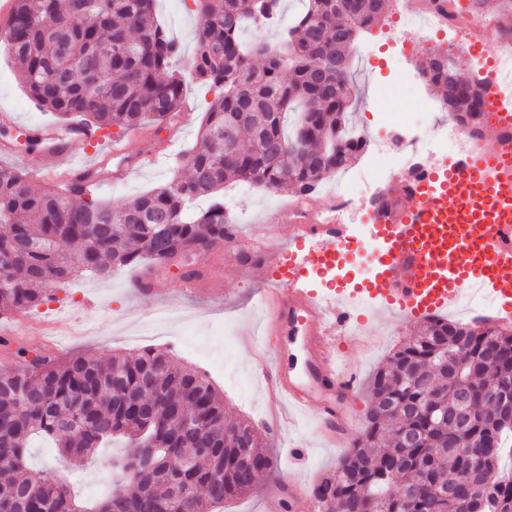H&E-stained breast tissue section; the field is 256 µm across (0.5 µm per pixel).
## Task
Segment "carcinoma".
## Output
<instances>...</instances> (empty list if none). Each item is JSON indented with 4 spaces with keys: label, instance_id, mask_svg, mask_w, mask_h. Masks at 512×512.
<instances>
[{
    "label": "carcinoma",
    "instance_id": "cac0c4a2",
    "mask_svg": "<svg viewBox=\"0 0 512 512\" xmlns=\"http://www.w3.org/2000/svg\"><path fill=\"white\" fill-rule=\"evenodd\" d=\"M191 80L214 94L200 144L166 183L121 204L69 184L37 185L0 165V306L26 310L85 273L108 277L144 256L153 271L230 237L219 192L248 183L305 201L322 178L346 167L367 141L348 126L355 100L349 63L359 34L382 17L372 0L352 15L339 0H305L279 44L247 48L248 20L270 25L281 0H194ZM332 49L344 66L318 65ZM0 53L16 61L29 94L46 109L101 130L159 126L181 108L186 82L173 70L179 44L157 23L154 0H15ZM436 53L420 75L445 110L479 123L486 87L447 93ZM244 112L224 144V114ZM208 200L207 208L192 205ZM72 248L66 254L61 245ZM0 370V512H219L274 468L246 420L228 422L206 374L149 348L57 359L47 353ZM367 423L336 470L313 489L318 512H512V476L499 475L512 443V330L432 316L370 381ZM54 441L85 462L116 437L115 488L88 507L70 483L27 466L30 439ZM199 448L189 468L173 462Z\"/></svg>",
    "mask_w": 512,
    "mask_h": 512
}]
</instances>
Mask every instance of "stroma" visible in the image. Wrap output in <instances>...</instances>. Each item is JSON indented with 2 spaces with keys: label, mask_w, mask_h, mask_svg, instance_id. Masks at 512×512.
<instances>
[{
  "label": "stroma",
  "mask_w": 512,
  "mask_h": 512,
  "mask_svg": "<svg viewBox=\"0 0 512 512\" xmlns=\"http://www.w3.org/2000/svg\"><path fill=\"white\" fill-rule=\"evenodd\" d=\"M156 12L164 29L181 47V54L175 61L176 70L189 73L195 49L193 33L198 24L193 0H156ZM399 24L392 13H385L376 25L361 35L354 51L352 79L358 99L350 116L353 126L370 140L389 135L393 116L425 111L427 102L434 97L432 90L426 88L417 95L387 99L380 96L381 90L393 80L392 36ZM206 109L202 88L192 82L186 88L176 127H164L155 137L145 125L121 131L124 139L150 137L158 161L133 172L126 181L97 189L96 197L121 203L167 181L175 166L182 163L186 151L195 145ZM2 112L12 113L21 123L20 128L10 132L19 151L10 164L27 169V157L38 156L41 152L39 126L56 123L57 117L39 108L30 98L19 81L14 62L4 55H0ZM292 199V193L260 188L229 198L233 221L239 224L249 244L194 255L196 266L207 270L206 279H187L183 267L174 264L158 271L156 293L140 296L133 292L131 283L146 277L150 266L146 260L115 271L106 280L94 276L80 278L57 291L55 300L29 310V324L22 329L19 340L9 347L14 351L48 350L59 357L84 354L103 360L115 353L133 354L153 347L169 350L181 363L207 374L224 398L228 417L250 421L276 464L274 472L262 478L250 493L226 502L224 512H285L283 498L287 479L311 488L317 479L335 470L346 452L345 447L326 443L307 417L291 419L292 433L287 437L273 435L267 428L273 417L284 419L288 413L273 406L267 384L257 368L258 351L248 338L249 332L260 322L262 310L257 300L259 285L251 279L247 267L253 258V247L265 237L280 204ZM90 296L98 297L101 306L88 313L84 310V301ZM169 305L185 309L193 317L192 324L185 327L172 324L152 336L130 335L135 322L152 317ZM60 315L78 326V335L62 340L54 336L49 324ZM419 326L416 319L367 314L362 342L348 353V360L357 369L362 384L354 400L356 429H363L366 422L371 399L368 383L372 374ZM6 350L0 348V369L7 366L3 359ZM293 440L303 444L305 453L302 463L294 468L289 465V443ZM115 454V449L103 448L83 466H73L48 442L36 438L30 443L27 462L32 468L73 479L82 495L93 499L110 489V461Z\"/></svg>",
  "instance_id": "stroma-1"
}]
</instances>
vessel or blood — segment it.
Listing matches in <instances>:
<instances>
[{
	"instance_id": "obj_1",
	"label": "vessel or blood",
	"mask_w": 512,
	"mask_h": 512,
	"mask_svg": "<svg viewBox=\"0 0 512 512\" xmlns=\"http://www.w3.org/2000/svg\"><path fill=\"white\" fill-rule=\"evenodd\" d=\"M461 53L486 67L487 108L470 132L473 147L463 164L431 172L411 186L402 206L371 216L367 231L383 244L374 278L325 293L308 287L309 266L334 265L350 252L341 224L294 225L284 244L270 235L250 269L265 285L260 301L267 313L252 343L285 333L305 354L298 369L279 352L269 354L262 364L269 390L292 410L315 412L319 430L334 443L347 440L354 422L349 398L360 380L342 352L356 342L350 325L360 321V305L420 319L452 309L475 288L496 305L486 325L512 324V96L503 91L512 83V55L480 34L470 36ZM39 135L48 161L38 175L66 179L80 191L123 181L133 168L131 142L103 140L93 126L47 124ZM78 143L83 152L75 151ZM105 157L117 166L103 175Z\"/></svg>"
}]
</instances>
